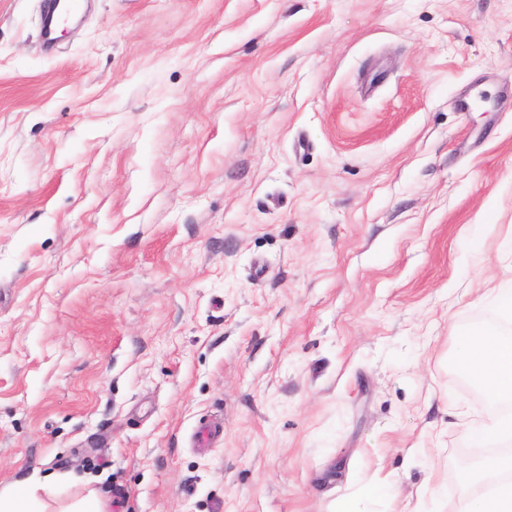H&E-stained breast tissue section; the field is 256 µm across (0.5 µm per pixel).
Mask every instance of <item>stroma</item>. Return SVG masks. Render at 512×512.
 <instances>
[{
    "mask_svg": "<svg viewBox=\"0 0 512 512\" xmlns=\"http://www.w3.org/2000/svg\"><path fill=\"white\" fill-rule=\"evenodd\" d=\"M41 4L0 0V486L464 512L512 0H88L50 53Z\"/></svg>",
    "mask_w": 512,
    "mask_h": 512,
    "instance_id": "35a3bbf8",
    "label": "stroma"
}]
</instances>
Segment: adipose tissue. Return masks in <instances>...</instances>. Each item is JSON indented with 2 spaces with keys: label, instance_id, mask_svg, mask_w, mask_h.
<instances>
[{
  "label": "adipose tissue",
  "instance_id": "1",
  "mask_svg": "<svg viewBox=\"0 0 512 512\" xmlns=\"http://www.w3.org/2000/svg\"><path fill=\"white\" fill-rule=\"evenodd\" d=\"M512 316V287L490 292L487 318L476 332L460 340V369L486 394V422L472 433L481 444L512 437V330L501 316ZM480 482L486 493L470 498L465 512H512V454L486 456L479 478L462 475L463 488ZM57 476L31 475L0 489V512H49L45 502L61 486Z\"/></svg>",
  "mask_w": 512,
  "mask_h": 512
}]
</instances>
